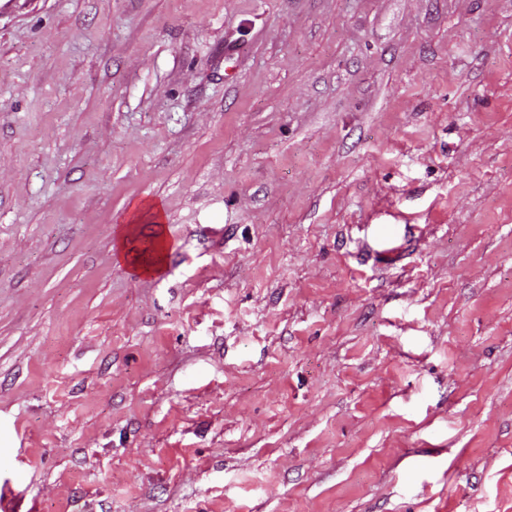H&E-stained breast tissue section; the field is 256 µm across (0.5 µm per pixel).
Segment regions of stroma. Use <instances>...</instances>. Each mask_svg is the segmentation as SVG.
Masks as SVG:
<instances>
[{
  "label": "stroma",
  "instance_id": "1",
  "mask_svg": "<svg viewBox=\"0 0 512 512\" xmlns=\"http://www.w3.org/2000/svg\"><path fill=\"white\" fill-rule=\"evenodd\" d=\"M0 512H512V0H0ZM162 214L155 205L138 203L133 206L127 218L122 221L126 227L121 231L116 240L115 258L119 262L130 263L140 274L160 275L164 270V258L169 248V242L162 231ZM149 222L161 228L154 239V246L151 252L143 261L132 247L133 238L136 232V224Z\"/></svg>",
  "mask_w": 512,
  "mask_h": 512
}]
</instances>
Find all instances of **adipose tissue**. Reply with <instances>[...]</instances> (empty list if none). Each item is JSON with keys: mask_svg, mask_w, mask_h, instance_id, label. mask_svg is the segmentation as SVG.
I'll list each match as a JSON object with an SVG mask.
<instances>
[{"mask_svg": "<svg viewBox=\"0 0 512 512\" xmlns=\"http://www.w3.org/2000/svg\"><path fill=\"white\" fill-rule=\"evenodd\" d=\"M162 214L157 206L139 203L133 206L126 218V226L119 234L115 246V258L120 262L130 263L139 273L156 276L164 270V258L169 243L164 235H157L154 246L147 256H139L132 247L138 224L149 222L161 224Z\"/></svg>", "mask_w": 512, "mask_h": 512, "instance_id": "obj_1", "label": "adipose tissue"}]
</instances>
